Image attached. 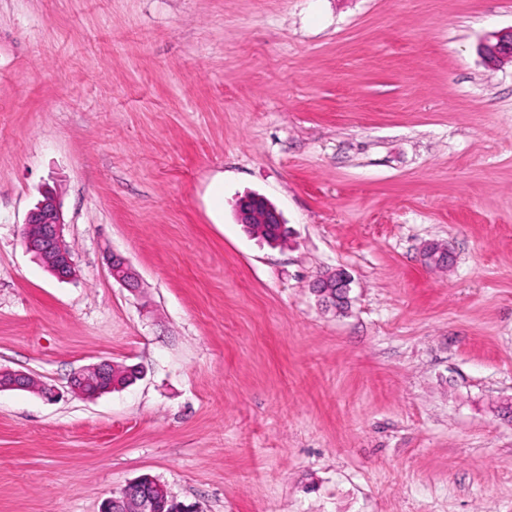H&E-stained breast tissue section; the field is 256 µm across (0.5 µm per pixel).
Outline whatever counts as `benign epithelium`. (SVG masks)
<instances>
[{
	"label": "benign epithelium",
	"mask_w": 512,
	"mask_h": 512,
	"mask_svg": "<svg viewBox=\"0 0 512 512\" xmlns=\"http://www.w3.org/2000/svg\"><path fill=\"white\" fill-rule=\"evenodd\" d=\"M484 63L495 68L512 61V29L496 36V42L481 46ZM238 222L241 224H278L285 229L280 213L264 197L253 196L242 200L238 206ZM22 241L27 250L36 253L50 272L60 280H67L75 274V263L70 243L64 235V222L60 203L47 192L32 210L21 230ZM425 260L436 266L448 265V249L433 243L427 246ZM109 270L112 277L130 289L138 285L137 274L129 261L117 254L109 256ZM351 277L342 269L331 274H320L314 281L316 292L334 305L348 302ZM141 375L138 366H122L109 360L83 367L70 378L71 393L79 398L93 399L112 391L116 380L122 375ZM5 390L35 391L45 398L54 396V389L45 383H34V377L17 371L0 369V392ZM137 491L140 494L138 512H155L159 502L170 512H188L174 497L162 500L165 487L156 478L144 475L127 484L118 495L104 501L101 512H123L127 501L126 493Z\"/></svg>",
	"instance_id": "obj_1"
}]
</instances>
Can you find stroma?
I'll use <instances>...</instances> for the list:
<instances>
[{
	"label": "stroma",
	"mask_w": 512,
	"mask_h": 512,
	"mask_svg": "<svg viewBox=\"0 0 512 512\" xmlns=\"http://www.w3.org/2000/svg\"><path fill=\"white\" fill-rule=\"evenodd\" d=\"M509 27L512 0H0V368L60 393L0 392V512L144 474L195 512H512V65L477 52ZM47 191L69 281L20 236ZM103 359L143 375L69 393ZM238 222L239 224H265L263 238L268 241L275 238L278 233L280 224V233L285 236V226L280 213L275 206L264 197L253 196L242 200L238 206ZM109 270L116 281L131 290L136 289L135 287L138 285L137 274L126 258L117 254H111L109 256ZM351 283L352 280L348 273L342 269H336L334 273L318 275L314 281L313 288L324 299L331 300L336 308L337 305L348 302Z\"/></svg>",
	"instance_id": "stroma-1"
}]
</instances>
